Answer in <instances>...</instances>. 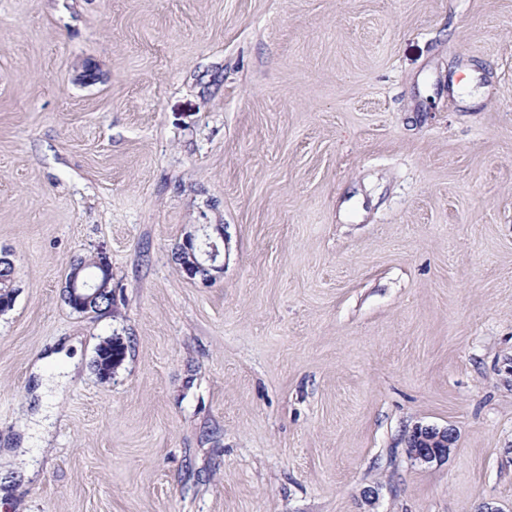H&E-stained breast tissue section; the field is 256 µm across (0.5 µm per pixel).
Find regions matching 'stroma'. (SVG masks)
<instances>
[{
	"label": "stroma",
	"mask_w": 512,
	"mask_h": 512,
	"mask_svg": "<svg viewBox=\"0 0 512 512\" xmlns=\"http://www.w3.org/2000/svg\"><path fill=\"white\" fill-rule=\"evenodd\" d=\"M1 252L0 512H512V0H0ZM201 235H187L181 247L191 255V263L182 269L190 280L199 278L202 283L215 280L224 272V227L220 224H199ZM199 251L198 260L193 251ZM97 267L95 265V257L94 255H90L88 257H80L70 264L69 272L67 274L66 280L72 277L79 272V278H72L66 284L67 285V299L69 303L79 309L90 310L91 312H96L93 309V306L102 309L112 308V288L109 287L110 279L108 278L107 269L105 266L102 267L103 278L100 273H94L87 277L86 274L90 271L96 270ZM102 293H109L108 297L106 295H102ZM102 295V296H100ZM120 343H121V341L119 340V338L109 336V337L104 338L98 344V346L96 348L97 349V352H96L97 358L95 360V365H96L97 371H98V373L100 375V378H102V379H109V378H111V376L110 377H104L101 374V370L103 368L111 369L110 368V364H112L113 362L114 363L120 362L121 357H114L112 359V351H114L115 346H119ZM456 442L455 432L448 428L436 426H415L408 435L407 455L421 465L441 463L448 459L451 448Z\"/></svg>",
	"instance_id": "35a3bbf8"
}]
</instances>
